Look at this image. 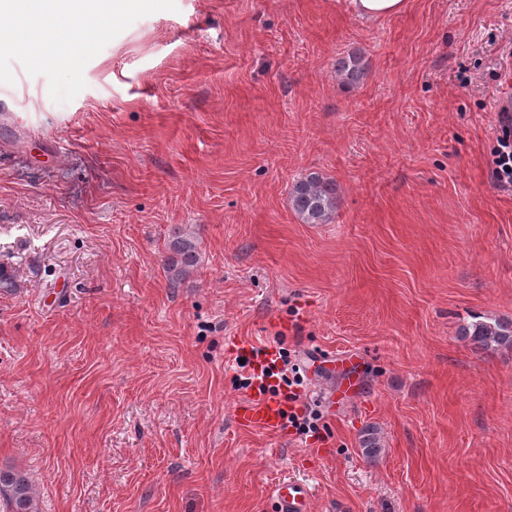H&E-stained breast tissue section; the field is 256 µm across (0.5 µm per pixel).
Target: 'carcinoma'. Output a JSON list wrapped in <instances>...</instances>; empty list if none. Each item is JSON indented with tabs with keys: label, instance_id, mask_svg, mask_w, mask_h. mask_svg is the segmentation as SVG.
I'll list each match as a JSON object with an SVG mask.
<instances>
[{
	"label": "carcinoma",
	"instance_id": "obj_1",
	"mask_svg": "<svg viewBox=\"0 0 512 512\" xmlns=\"http://www.w3.org/2000/svg\"><path fill=\"white\" fill-rule=\"evenodd\" d=\"M336 72L345 83L357 85L366 74L362 56L352 52L338 59ZM292 209L305 224H328L337 209L336 182L318 172H310L297 180L289 193ZM167 271L169 279L176 284L198 263L196 245L191 238L178 235L169 241ZM460 336L475 348L490 354L512 350V321L476 319L466 323ZM363 455L376 458L382 452L378 432L366 428L360 436ZM0 499L6 512H35L33 487L20 471L0 468Z\"/></svg>",
	"mask_w": 512,
	"mask_h": 512
}]
</instances>
